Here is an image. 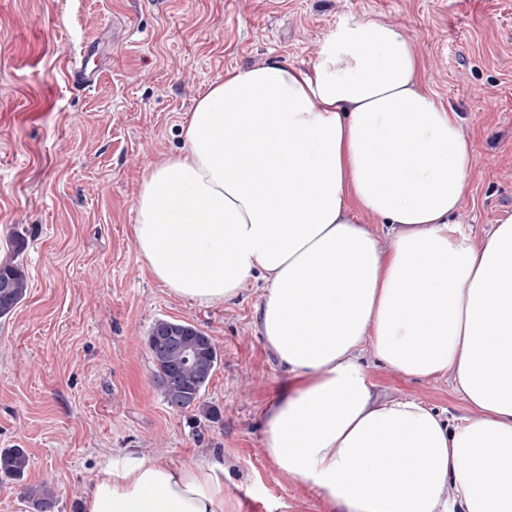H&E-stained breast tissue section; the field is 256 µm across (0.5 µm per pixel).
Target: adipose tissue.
Instances as JSON below:
<instances>
[{
	"instance_id": "1",
	"label": "adipose tissue",
	"mask_w": 512,
	"mask_h": 512,
	"mask_svg": "<svg viewBox=\"0 0 512 512\" xmlns=\"http://www.w3.org/2000/svg\"><path fill=\"white\" fill-rule=\"evenodd\" d=\"M395 27L341 18L310 71L225 72L185 147L136 197L137 250L203 306L265 280L266 346L294 386L266 410L268 458L343 512H512V215L482 246L453 225L474 155ZM398 232L387 253L357 220ZM407 378L454 372L482 419L379 401L361 342ZM494 459L493 475L483 474ZM87 512H225L224 462H105Z\"/></svg>"
}]
</instances>
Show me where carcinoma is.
<instances>
[{"mask_svg": "<svg viewBox=\"0 0 512 512\" xmlns=\"http://www.w3.org/2000/svg\"><path fill=\"white\" fill-rule=\"evenodd\" d=\"M28 288L24 269L11 261L0 262V318L10 315L24 299ZM167 320L159 318L149 327L146 343L154 365V384L168 407L185 412L197 409L210 418L217 416L201 402L218 363V351L211 337L189 323H183L187 335L163 338L153 335ZM192 343L196 359L184 361L179 353L183 343ZM29 454L24 448L0 449V474L21 482L29 467ZM30 512H55L57 496L48 485L26 486L23 491Z\"/></svg>", "mask_w": 512, "mask_h": 512, "instance_id": "carcinoma-1", "label": "carcinoma"}]
</instances>
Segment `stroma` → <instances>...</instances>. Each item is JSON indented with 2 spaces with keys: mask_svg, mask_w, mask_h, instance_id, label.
<instances>
[{
  "mask_svg": "<svg viewBox=\"0 0 512 512\" xmlns=\"http://www.w3.org/2000/svg\"><path fill=\"white\" fill-rule=\"evenodd\" d=\"M399 27L420 83L456 115L475 157L455 221L482 245L512 212V0H0V261L23 266L24 300L0 319V448H24V481L0 478V512H29L24 485L54 486L85 512L100 463L224 459L230 512H336L288 480L263 446L285 375L261 334L265 282L202 307L173 295L137 251L144 176L181 152V126L225 71L272 60L310 70L345 16ZM119 44L98 84L68 67L105 27ZM190 323L220 354L211 420L170 410L153 384L152 322ZM379 399L415 398L449 424L481 419L448 373L406 378L354 351Z\"/></svg>",
  "mask_w": 512,
  "mask_h": 512,
  "instance_id": "1",
  "label": "stroma"
}]
</instances>
